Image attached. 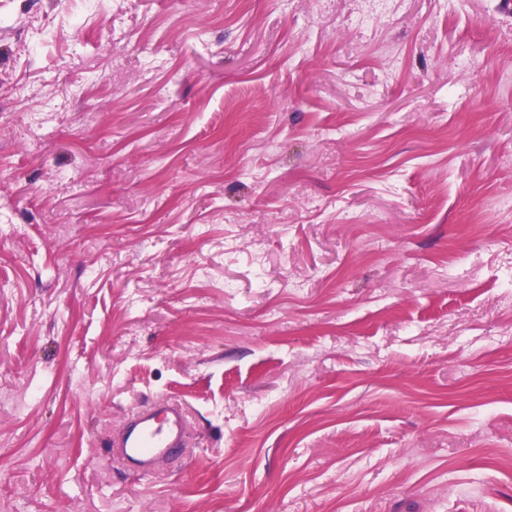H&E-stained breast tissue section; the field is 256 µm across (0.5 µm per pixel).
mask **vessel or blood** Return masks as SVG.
I'll list each match as a JSON object with an SVG mask.
<instances>
[{
	"instance_id": "vessel-or-blood-1",
	"label": "vessel or blood",
	"mask_w": 512,
	"mask_h": 512,
	"mask_svg": "<svg viewBox=\"0 0 512 512\" xmlns=\"http://www.w3.org/2000/svg\"><path fill=\"white\" fill-rule=\"evenodd\" d=\"M189 435L185 407L159 397L125 418L119 434L108 444L109 456L134 472L153 473L184 456Z\"/></svg>"
}]
</instances>
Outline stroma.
Instances as JSON below:
<instances>
[{"instance_id": "35a3bbf8", "label": "stroma", "mask_w": 512, "mask_h": 512, "mask_svg": "<svg viewBox=\"0 0 512 512\" xmlns=\"http://www.w3.org/2000/svg\"><path fill=\"white\" fill-rule=\"evenodd\" d=\"M368 9L0 0V512H512V0ZM190 423L185 407L159 397L129 414L108 444L109 457L137 473H153L181 459L188 447Z\"/></svg>"}]
</instances>
